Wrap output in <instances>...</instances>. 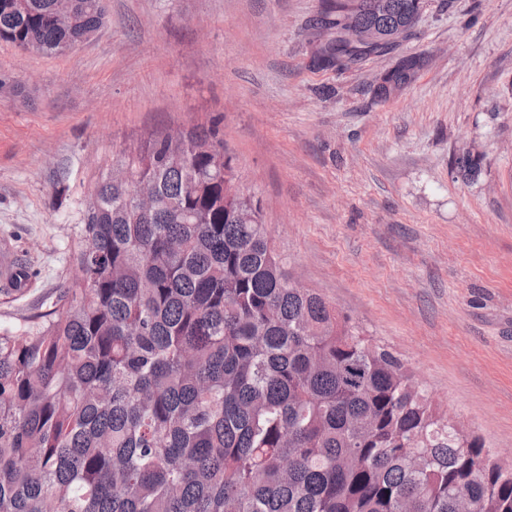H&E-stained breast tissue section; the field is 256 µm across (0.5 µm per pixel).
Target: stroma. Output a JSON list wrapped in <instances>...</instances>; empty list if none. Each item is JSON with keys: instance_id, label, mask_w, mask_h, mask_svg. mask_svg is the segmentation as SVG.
I'll use <instances>...</instances> for the list:
<instances>
[{"instance_id": "35a3bbf8", "label": "stroma", "mask_w": 512, "mask_h": 512, "mask_svg": "<svg viewBox=\"0 0 512 512\" xmlns=\"http://www.w3.org/2000/svg\"><path fill=\"white\" fill-rule=\"evenodd\" d=\"M321 0H109L63 56L0 40V331L52 308L93 184L130 142L217 124L289 270L512 461V0H427L391 54L311 63ZM423 54L387 100L376 77ZM482 160L477 180L453 169Z\"/></svg>"}]
</instances>
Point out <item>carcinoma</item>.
I'll return each mask as SVG.
<instances>
[{"mask_svg": "<svg viewBox=\"0 0 512 512\" xmlns=\"http://www.w3.org/2000/svg\"><path fill=\"white\" fill-rule=\"evenodd\" d=\"M422 0H322L333 33L396 31ZM106 0H0V40L62 56ZM348 69L394 44L351 56ZM422 58L384 72L388 99ZM103 171L53 308L0 333V512H512V463L312 288L255 197L231 193L218 129L151 135ZM468 181L480 160H455ZM155 196L145 213L139 192Z\"/></svg>", "mask_w": 512, "mask_h": 512, "instance_id": "1", "label": "carcinoma"}]
</instances>
